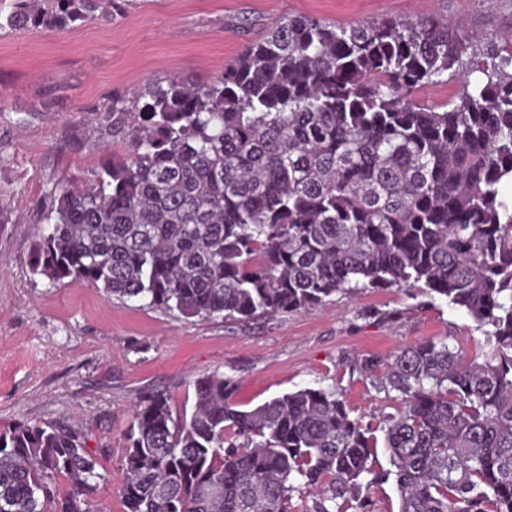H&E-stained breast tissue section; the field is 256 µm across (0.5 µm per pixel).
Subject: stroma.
<instances>
[{
    "label": "stroma",
    "mask_w": 512,
    "mask_h": 512,
    "mask_svg": "<svg viewBox=\"0 0 512 512\" xmlns=\"http://www.w3.org/2000/svg\"><path fill=\"white\" fill-rule=\"evenodd\" d=\"M289 15L346 25L435 15L465 33L512 34V0H125L119 12L103 0L79 28L0 30V430L39 422L86 434L100 454V512H122L125 435L148 392L188 411L194 380L218 373L236 380L245 409L325 388L373 423L389 401L352 375L355 359H385L433 337L471 359L491 348L464 310L417 287L366 288L241 325L33 273L55 184L89 181L102 162L91 142L105 109L152 82L219 75Z\"/></svg>",
    "instance_id": "35a3bbf8"
}]
</instances>
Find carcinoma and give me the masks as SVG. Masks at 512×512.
Segmentation results:
<instances>
[{
	"instance_id": "cac0c4a2",
	"label": "carcinoma",
	"mask_w": 512,
	"mask_h": 512,
	"mask_svg": "<svg viewBox=\"0 0 512 512\" xmlns=\"http://www.w3.org/2000/svg\"><path fill=\"white\" fill-rule=\"evenodd\" d=\"M99 0H10L0 30H70ZM480 77L474 82L469 77ZM448 75L456 99H416ZM94 179L55 187L34 273L146 300L184 318L248 323L363 288L421 286L493 346L446 338L351 372L395 405L374 430L335 390L245 410L236 380L194 381L190 416L137 401L123 512H346L394 478L399 512H512V41L435 18L275 21L206 82L150 83L105 110ZM97 456L70 427L0 430V512H97ZM64 478L68 488L60 489Z\"/></svg>"
}]
</instances>
